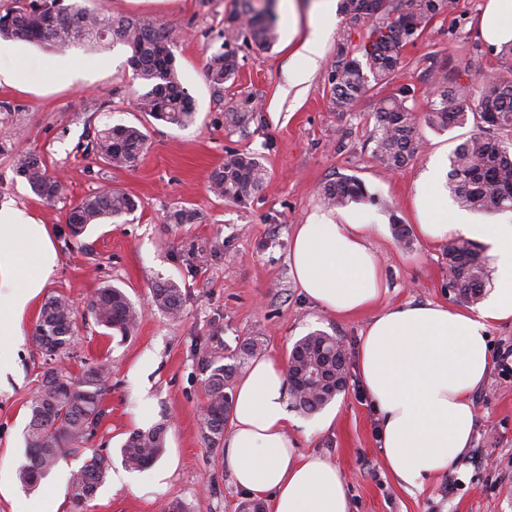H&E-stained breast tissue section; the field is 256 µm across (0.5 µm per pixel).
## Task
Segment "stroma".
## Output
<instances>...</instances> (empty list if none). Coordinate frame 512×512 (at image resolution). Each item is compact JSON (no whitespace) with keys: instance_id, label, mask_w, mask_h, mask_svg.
I'll return each mask as SVG.
<instances>
[{"instance_id":"1","label":"stroma","mask_w":512,"mask_h":512,"mask_svg":"<svg viewBox=\"0 0 512 512\" xmlns=\"http://www.w3.org/2000/svg\"><path fill=\"white\" fill-rule=\"evenodd\" d=\"M486 2L454 0L405 47L388 83L376 85L350 111L337 112L329 74L338 43L346 34L357 46L367 36L365 27L349 26L344 14H337L318 67L300 88L292 71L301 63L296 52L308 32L311 0H278L277 43L259 51L238 41V73L218 95L205 65L223 43L225 18L241 11L242 0H102L114 15L147 16L179 31L173 53L197 104L196 118L185 128L133 108L124 47L100 53L71 48L56 62L36 45L12 42V55L0 58V65L20 68L26 86L0 85V102L11 105L0 112V132L15 134L16 150L40 154L64 185L61 200H43L16 177L11 154H0V206L27 211L45 225L58 250L57 269L42 294L65 296L82 312L98 288L114 285L143 313L126 337L80 321L74 346L57 360L74 373L103 361L110 369L105 415L88 446L109 455L111 467L95 497L80 505L71 497L70 477L83 456L65 457L31 490L17 477L27 461L25 402L44 365L31 338L38 305L27 311L22 335L0 338V350L15 363L14 373L0 382V512H28L33 499L42 501L43 512H162L175 500L189 512H238L247 495L233 484L222 450L207 448L201 438L202 357L218 346L232 355L250 339L262 354L284 361L293 344L314 330L340 337L353 354L368 322L387 307L460 306L448 286L445 244L416 236L405 247L393 227L417 224L421 175L431 164L446 163L473 127L421 126L422 153L391 172L372 155L368 121L381 100L403 87L412 91L409 107L424 115L441 69L458 68L467 82L511 66L481 38ZM248 97L257 106L253 120L225 130V111ZM116 123L142 128L148 148L136 167L103 170L84 152L87 136ZM230 151L258 154L268 170L262 189L241 203L218 198L209 188L211 172ZM342 177L360 181L370 195L358 207L375 227L369 246L388 286L373 308L348 316L306 297L288 263L297 225L323 210L324 184ZM105 188L132 195L136 211L91 226L79 238L66 236L69 207ZM180 205L196 210L198 221L163 223L164 212ZM168 279L187 291L176 317L148 306L152 288ZM474 400L476 432L463 467L450 468L420 492L406 489L386 468L379 418L356 370H349L344 391L323 413L297 414L289 435L300 452L319 454L341 470L352 512H512V370L493 366ZM144 406L150 413L143 418ZM326 414L332 421L324 427ZM160 422L168 425L161 457L146 470L126 469L120 447L129 433Z\"/></svg>"}]
</instances>
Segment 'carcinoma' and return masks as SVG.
<instances>
[{"label": "carcinoma", "instance_id": "cac0c4a2", "mask_svg": "<svg viewBox=\"0 0 512 512\" xmlns=\"http://www.w3.org/2000/svg\"><path fill=\"white\" fill-rule=\"evenodd\" d=\"M380 0H343L341 8L351 25L370 24L369 42L350 47L342 36L331 69V105L337 112L349 110L370 90L369 82H388L401 68L402 51L414 41L436 16L452 7V0H387L377 11ZM245 36L259 49H269L278 40L274 0H247L244 15L225 19L224 45ZM0 39L35 44L45 50L64 51L83 46L97 51L123 45L131 50L128 63L132 70L131 101L138 112L176 127L194 122L195 99L179 80L172 47L176 30L146 17H114L107 11L84 6V0H13V6L0 13ZM361 56H356V53ZM236 55L229 49L212 54L207 62V77L215 92L235 77ZM411 90L404 87L383 99L374 114L375 123L369 140L373 156L389 171H397L420 155L423 139L420 122L437 129L464 126L474 121L477 132L459 143L449 156L448 191L459 206L475 211L512 210V77L500 75L493 80L469 83L437 77L432 107L424 117L416 116L407 106ZM251 99L224 112V126L235 130L254 116ZM147 146V134L131 125L117 124L94 132L84 147L86 155L106 168H131ZM13 170L37 196L53 200L62 185L49 173L45 161L36 153L26 152L14 159ZM267 169L254 153L231 151L224 164L210 175V189L218 197L243 202L263 187ZM364 196L363 188L353 178L343 177L323 186V197L330 206L341 207ZM136 200L129 194L106 189L83 198L66 213V227L71 237L82 235L92 224L133 213ZM198 220L194 209L175 206L163 217L165 224H193ZM482 246L461 236L448 238V287L473 305L484 295L488 273L481 258ZM186 294L180 284L165 281L152 289L151 305L171 316H178ZM94 323L108 331L128 336L136 328L141 310L122 289L107 286L97 290L86 304ZM78 313L62 295L44 302L32 331V339L42 354L58 356L70 349L77 335ZM340 338L315 330L298 339L289 357L303 351L320 355L330 373L321 389L300 392L290 386L293 407L314 414L329 405L345 387L348 374L347 352H339ZM205 374L206 413L201 421V437L206 447L218 449L224 439L233 396L231 392L235 365L224 363L219 350L199 362ZM109 387V369L103 363L73 374L50 366L40 373V380L27 403L29 421L24 432L28 463L18 477L26 488L36 486L61 459L84 453L82 444L96 435L105 409L104 396ZM166 426L157 424L147 430H135L121 448L122 462L130 471H142L154 463L166 445ZM109 458L93 452L72 473V498L91 500L106 478Z\"/></svg>", "mask_w": 512, "mask_h": 512}]
</instances>
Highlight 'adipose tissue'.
I'll return each instance as SVG.
<instances>
[{"label":"adipose tissue","instance_id":"adipose-tissue-1","mask_svg":"<svg viewBox=\"0 0 512 512\" xmlns=\"http://www.w3.org/2000/svg\"><path fill=\"white\" fill-rule=\"evenodd\" d=\"M335 15L336 0H322L312 14L297 81L306 82L316 69ZM480 26L489 45L512 42V0H488ZM442 182L435 167L422 176L419 236L442 243L452 233L482 238L495 258L496 285L474 307L384 309L368 323L357 361L360 383L381 415L384 464L418 491L467 454L476 422L473 396L492 367L489 328L512 321V215L474 223L468 211L451 207ZM373 230L353 210L338 220L314 214L299 225L289 262L304 294L341 315L376 303L388 287L368 244ZM57 260L45 225L23 210L0 208V336L21 335L24 314ZM291 422L284 364L258 357L236 386L224 441L234 485L268 499L269 512H351L343 473L324 458L300 454L288 436Z\"/></svg>","mask_w":512,"mask_h":512}]
</instances>
